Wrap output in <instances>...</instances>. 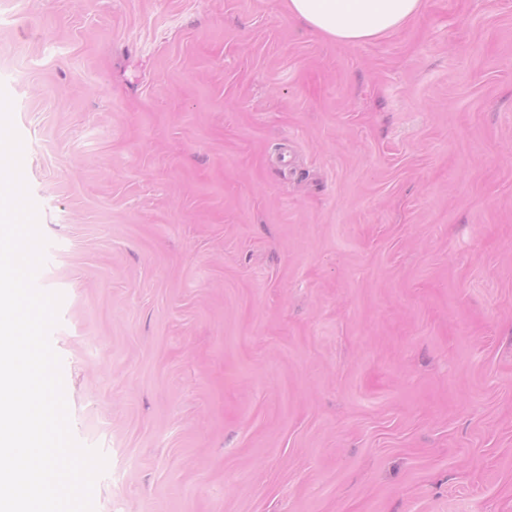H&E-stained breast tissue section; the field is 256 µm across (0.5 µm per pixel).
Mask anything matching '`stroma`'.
Returning <instances> with one entry per match:
<instances>
[{"label":"stroma","instance_id":"1","mask_svg":"<svg viewBox=\"0 0 512 512\" xmlns=\"http://www.w3.org/2000/svg\"><path fill=\"white\" fill-rule=\"evenodd\" d=\"M0 87L95 512H512V0H0ZM288 14L312 31L346 45H360L418 17L425 0H284Z\"/></svg>","mask_w":512,"mask_h":512}]
</instances>
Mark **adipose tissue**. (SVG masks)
<instances>
[{"instance_id":"obj_1","label":"adipose tissue","mask_w":512,"mask_h":512,"mask_svg":"<svg viewBox=\"0 0 512 512\" xmlns=\"http://www.w3.org/2000/svg\"><path fill=\"white\" fill-rule=\"evenodd\" d=\"M289 14L312 31L346 45H360L418 17L425 0H284Z\"/></svg>"}]
</instances>
